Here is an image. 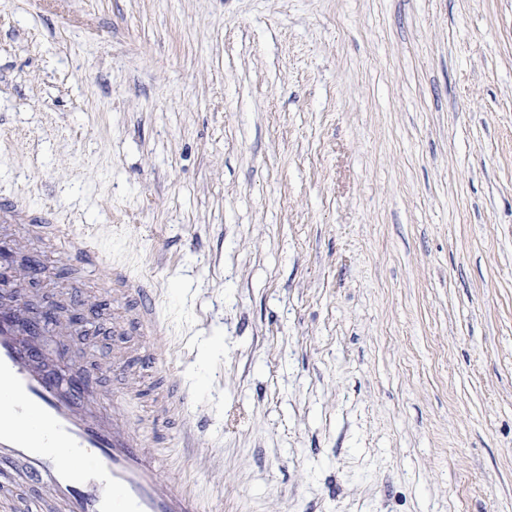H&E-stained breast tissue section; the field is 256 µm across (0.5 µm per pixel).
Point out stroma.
<instances>
[{"instance_id":"stroma-1","label":"stroma","mask_w":512,"mask_h":512,"mask_svg":"<svg viewBox=\"0 0 512 512\" xmlns=\"http://www.w3.org/2000/svg\"><path fill=\"white\" fill-rule=\"evenodd\" d=\"M6 199L104 258L0 229L55 372L220 512H512V0H0ZM107 288L121 293L125 299L135 303V313L131 327L141 336L147 337L153 344L161 343L167 336V324L161 316L154 298L125 267L113 265L109 274Z\"/></svg>"}]
</instances>
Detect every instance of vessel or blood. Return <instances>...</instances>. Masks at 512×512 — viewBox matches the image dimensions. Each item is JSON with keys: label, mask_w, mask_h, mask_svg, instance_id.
Wrapping results in <instances>:
<instances>
[{"label": "vessel or blood", "mask_w": 512, "mask_h": 512, "mask_svg": "<svg viewBox=\"0 0 512 512\" xmlns=\"http://www.w3.org/2000/svg\"><path fill=\"white\" fill-rule=\"evenodd\" d=\"M0 224L25 225L80 260L101 259L94 234L19 203L0 204ZM107 286L134 302V331L155 344L165 340L167 324L137 278L116 265ZM165 470L132 426L93 413L83 392L61 389L13 318L0 314V496L32 482L66 512H207L202 497Z\"/></svg>", "instance_id": "b4317fda"}]
</instances>
